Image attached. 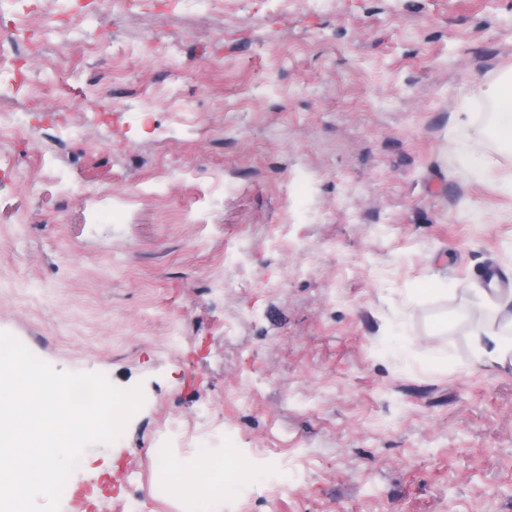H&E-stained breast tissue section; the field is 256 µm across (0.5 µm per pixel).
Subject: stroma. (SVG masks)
Segmentation results:
<instances>
[{
  "label": "stroma",
  "instance_id": "1",
  "mask_svg": "<svg viewBox=\"0 0 512 512\" xmlns=\"http://www.w3.org/2000/svg\"><path fill=\"white\" fill-rule=\"evenodd\" d=\"M0 39V331L145 397L60 512H186L206 445L249 462L220 512H512V370L470 343L512 289L470 94L512 0H0Z\"/></svg>",
  "mask_w": 512,
  "mask_h": 512
}]
</instances>
